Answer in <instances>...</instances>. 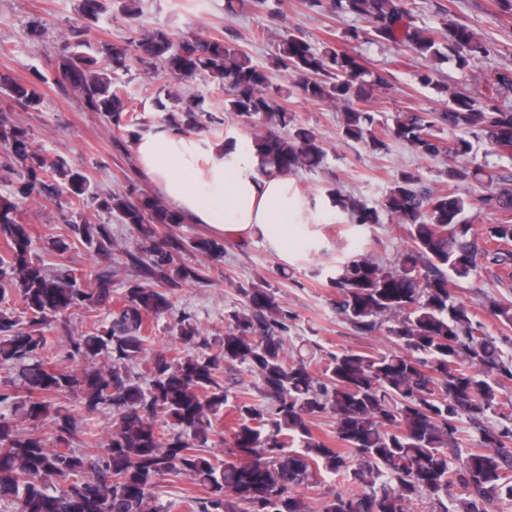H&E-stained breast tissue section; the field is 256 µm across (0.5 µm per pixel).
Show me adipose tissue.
<instances>
[{
    "instance_id": "obj_1",
    "label": "adipose tissue",
    "mask_w": 512,
    "mask_h": 512,
    "mask_svg": "<svg viewBox=\"0 0 512 512\" xmlns=\"http://www.w3.org/2000/svg\"><path fill=\"white\" fill-rule=\"evenodd\" d=\"M134 151L141 172L187 222L237 242L261 238L283 263L292 261L288 242L306 226L312 201L288 176L259 173L237 151L173 131L139 136Z\"/></svg>"
}]
</instances>
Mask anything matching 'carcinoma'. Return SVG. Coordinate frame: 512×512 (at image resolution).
Here are the masks:
<instances>
[{"label": "carcinoma", "mask_w": 512, "mask_h": 512, "mask_svg": "<svg viewBox=\"0 0 512 512\" xmlns=\"http://www.w3.org/2000/svg\"><path fill=\"white\" fill-rule=\"evenodd\" d=\"M266 0H225L235 14L255 11ZM329 9L365 20L369 30L347 29L355 42L366 35L380 43H403L426 61L448 60L469 71L475 90L439 87L448 95L442 112H396L383 119L364 108L373 89L388 79L357 55L327 44L315 48L290 32L277 44V68L297 80L305 98L342 111V134L374 152L387 140L409 145L425 159L448 158V191L423 185L419 172H401L381 200L369 203L330 195L332 207L358 226L394 217L409 239L396 262L386 265L365 253L337 265L328 281L336 289V311L362 336H385L392 347L374 352L343 347L326 355L321 369L313 347L288 355L285 333L291 315L270 288L242 289L246 310L224 317L223 349L206 352L208 340L187 318L176 320L177 339L203 349L190 358L159 355L145 375L134 371L146 353L147 323L173 313V294L187 282H203L197 268L177 262L184 244L154 240L155 224H181L180 215L155 196L130 184L126 193L103 197L89 193L88 177L36 149L30 130L0 117V144L9 151V167L24 171L9 197L0 195V303L17 289L25 319L0 310V367L17 373L21 391L0 392V404L37 422L61 394L75 395L91 411H112V436L89 441L90 451L70 447L71 417L56 409L57 447L39 437L17 433L0 419V500L13 512H164L152 498L157 477L178 473L208 489L198 512H306L299 488L317 479L340 476L355 486L332 492L320 512H408L423 500L429 512H490L512 501V357L501 338L490 336L457 299L454 287L481 267L512 269V187L483 168L470 167L473 139L512 153V109L498 99L512 94V68L489 79L473 73L475 59L489 52L469 26L444 24L432 30L416 24L414 0H330ZM80 16L97 22L106 0H80ZM162 69L175 81L209 76L224 90V111L233 112L267 132L249 151L265 173L287 175L316 167L325 158L324 141L297 123L281 104L267 72L239 46L197 33L175 35L164 28L136 31L116 44L92 42L87 26L74 25L57 55L63 83L78 93L90 112L134 140L143 122L135 100L123 91L132 65ZM14 106L38 112L43 102L36 81L0 76ZM153 106L166 113V128L188 133L217 129L224 119L204 97L161 89ZM448 129L453 135L443 138ZM473 180L485 190L482 204L501 219L481 235L463 214L466 200L454 185ZM65 198L74 235L108 253L115 246L107 224L84 220L89 206L117 213L140 229L142 246L122 249L123 261L92 272L86 279L50 275L32 261L31 239L18 220L26 200ZM192 248L207 256L224 253V244L198 239ZM135 269L136 282L121 304L92 330L69 339L67 356L84 363L62 370L46 360L52 323L73 310L92 313L112 303V278L122 266ZM488 313L512 331V302L491 299ZM236 363L255 376L266 408L243 401L229 427L232 445L220 464L201 454L215 432L228 395L220 384L221 362ZM335 419L337 448L314 430L313 419ZM468 423L480 430V449L451 462L448 446ZM55 477V485L48 478ZM461 490L455 508L448 490Z\"/></svg>", "instance_id": "cac0c4a2"}]
</instances>
